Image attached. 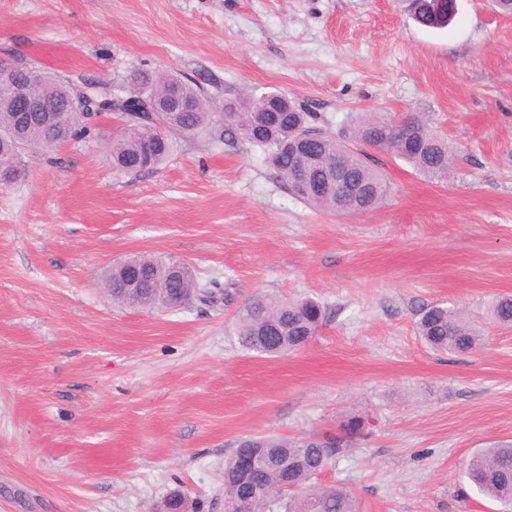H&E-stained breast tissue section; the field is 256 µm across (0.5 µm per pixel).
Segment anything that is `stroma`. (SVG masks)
<instances>
[{"label": "stroma", "mask_w": 512, "mask_h": 512, "mask_svg": "<svg viewBox=\"0 0 512 512\" xmlns=\"http://www.w3.org/2000/svg\"><path fill=\"white\" fill-rule=\"evenodd\" d=\"M70 85L178 74L214 109L279 91L333 134L366 115L421 117L447 140L432 182L384 154L376 209L338 214L289 194L260 150L219 128L117 173L100 137L27 149L0 187V512H154L170 491L224 512V460L243 438H298L363 416L365 440L316 478L360 512H501L465 477L512 440V16L456 0L443 28L411 0H0V60ZM185 263L214 304L115 305L114 262ZM254 294L313 297L327 319L278 358L243 350ZM463 309L485 343L437 352L423 306Z\"/></svg>", "instance_id": "stroma-1"}]
</instances>
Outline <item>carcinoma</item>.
<instances>
[{
  "instance_id": "obj_1",
  "label": "carcinoma",
  "mask_w": 512,
  "mask_h": 512,
  "mask_svg": "<svg viewBox=\"0 0 512 512\" xmlns=\"http://www.w3.org/2000/svg\"><path fill=\"white\" fill-rule=\"evenodd\" d=\"M138 79L140 91L147 97L178 83L183 110L156 112L153 118L140 122L131 131L123 124L112 131L108 143L112 166L117 172L128 175L149 171L169 156L173 140L164 144L155 142L157 124L190 137L202 132L214 120L211 105L197 106L198 100L206 99L200 87L163 72H141ZM36 85L58 97L73 92L69 85L40 71ZM273 98L272 92L267 96L243 95L240 107L224 121L221 135L230 140L242 139L261 148L267 163L288 190L316 209L358 213L381 203L386 185L373 167L374 159L368 153L370 149L403 161L429 180H444L452 169L448 143L415 115L399 121L371 115L359 122L353 131V141L347 142L328 133L321 126V116L306 111L294 100L290 111H275ZM92 118L90 112L68 113L65 137H95ZM0 127L12 130L17 139L45 149L62 143L56 130L35 118L16 116L8 111L6 101L0 103ZM308 145L315 147L317 156L297 179L292 171L291 154ZM338 159L365 187L353 201L344 198L336 189L330 166ZM177 267L176 262L151 254H135L123 259L106 275L112 285V300L137 308L181 305L185 302L184 295L194 288V282L178 279ZM492 314L498 324L512 327V298L496 302ZM325 318L326 307L314 298L278 300L255 295L248 298L238 312L237 341L247 351L279 357L309 344ZM417 329L424 341L436 350L467 352L484 343V336L474 322L440 303L419 310ZM343 424L356 426V431L337 441L334 448L322 447L314 435L288 439L264 435L239 440L224 460V497L235 494L238 457L252 447L288 460V484L293 486L291 490H281L282 473L276 468L267 470L256 499L257 512H358L356 497L348 488L312 483L333 456L352 447L363 435L362 417L350 416ZM466 476L481 494L512 506V443L476 452L469 460ZM160 506L168 512L183 509L194 512L193 502L180 490L170 492Z\"/></svg>"
}]
</instances>
